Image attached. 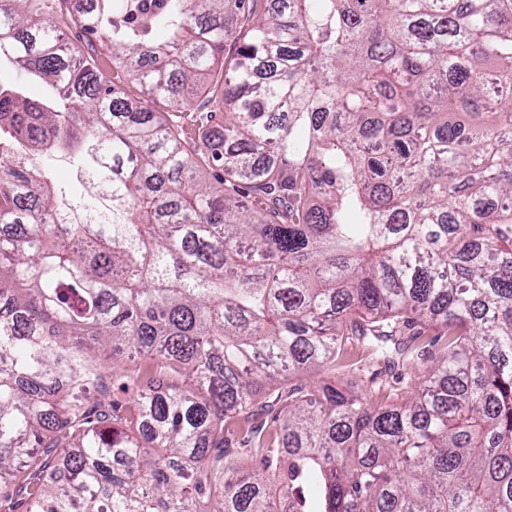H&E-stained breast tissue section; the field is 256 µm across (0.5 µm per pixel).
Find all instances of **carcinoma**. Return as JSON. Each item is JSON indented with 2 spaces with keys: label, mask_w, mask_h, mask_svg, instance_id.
Segmentation results:
<instances>
[{
  "label": "carcinoma",
  "mask_w": 512,
  "mask_h": 512,
  "mask_svg": "<svg viewBox=\"0 0 512 512\" xmlns=\"http://www.w3.org/2000/svg\"><path fill=\"white\" fill-rule=\"evenodd\" d=\"M60 2L0 0V512H512V0ZM336 376V377H335ZM299 377L305 378L306 381L312 382H321V381H336V385L344 390H360V387L363 385V381L359 378V375L354 372H337L336 375L328 372H318V373H302L299 374Z\"/></svg>",
  "instance_id": "obj_1"
}]
</instances>
